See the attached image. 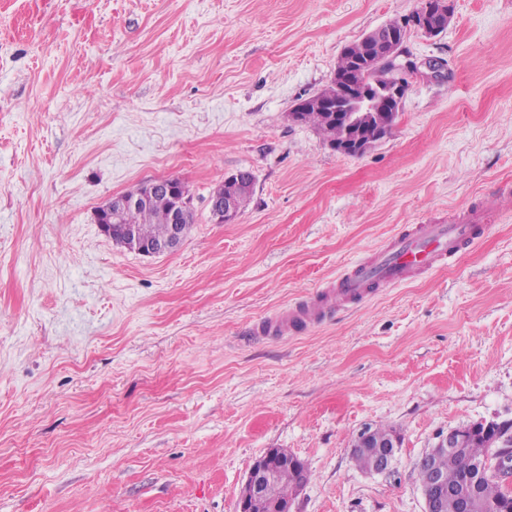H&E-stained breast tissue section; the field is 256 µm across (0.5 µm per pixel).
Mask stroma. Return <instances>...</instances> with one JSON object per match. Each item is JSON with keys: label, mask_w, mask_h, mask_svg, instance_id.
Instances as JSON below:
<instances>
[{"label": "stroma", "mask_w": 512, "mask_h": 512, "mask_svg": "<svg viewBox=\"0 0 512 512\" xmlns=\"http://www.w3.org/2000/svg\"><path fill=\"white\" fill-rule=\"evenodd\" d=\"M409 32L392 131L336 153L288 112L344 46L420 0H0V512H236L284 448L294 512H425L438 435L512 425V0H448ZM256 177L238 223L215 185ZM177 177L197 215L146 257L93 213ZM495 192L501 214L418 281L271 343L259 318L305 299L395 232ZM400 438L359 469L364 430ZM239 178H225L215 186L210 195V216L216 224H235L240 218L232 203L224 204V200H212L215 198H227L236 196L244 213L254 193L255 175L251 170H239ZM392 432V430L385 427H379L375 429V435L378 439L374 438L373 430L365 431L357 437L353 446L352 457L361 470L369 471L373 461L361 450L355 448H362L376 454L379 462L376 473H386L391 470L394 448H399L400 439L398 435L392 434L391 443H383L382 441H387Z\"/></svg>", "instance_id": "35a3bbf8"}]
</instances>
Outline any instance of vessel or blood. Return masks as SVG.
Wrapping results in <instances>:
<instances>
[{
	"label": "vessel or blood",
	"mask_w": 512,
	"mask_h": 512,
	"mask_svg": "<svg viewBox=\"0 0 512 512\" xmlns=\"http://www.w3.org/2000/svg\"><path fill=\"white\" fill-rule=\"evenodd\" d=\"M496 216V200L490 197L480 206L457 208L453 223L417 224L397 233L305 300L257 320L249 334L256 340L281 339L322 323L338 308L364 304L373 287L413 281L457 259Z\"/></svg>",
	"instance_id": "obj_1"
}]
</instances>
